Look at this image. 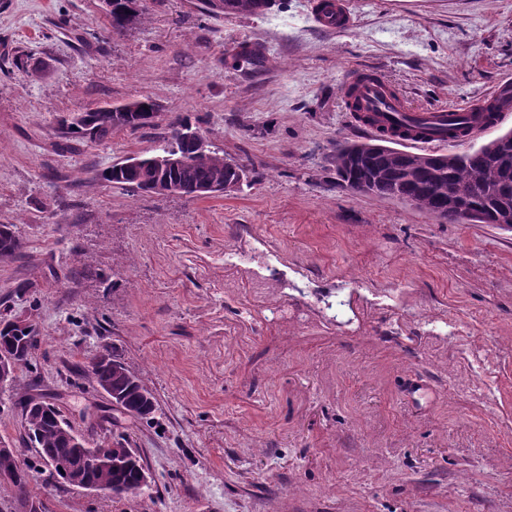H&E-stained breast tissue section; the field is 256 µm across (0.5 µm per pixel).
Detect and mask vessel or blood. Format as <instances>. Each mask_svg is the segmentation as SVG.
Returning a JSON list of instances; mask_svg holds the SVG:
<instances>
[{
  "label": "vessel or blood",
  "mask_w": 512,
  "mask_h": 512,
  "mask_svg": "<svg viewBox=\"0 0 512 512\" xmlns=\"http://www.w3.org/2000/svg\"><path fill=\"white\" fill-rule=\"evenodd\" d=\"M312 14L320 26L330 30L343 31L353 23L350 0H314ZM343 96L356 122H364L369 116H380V123L370 125V132L392 136L409 147L448 143L446 128L456 113L468 118L484 112L488 105L493 104L497 107V120H505L512 114V106L498 104L493 95L457 112L448 107L414 110L388 81L373 70L352 73L343 87Z\"/></svg>",
  "instance_id": "obj_1"
}]
</instances>
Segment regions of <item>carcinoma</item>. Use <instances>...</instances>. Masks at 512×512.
<instances>
[{"instance_id":"1","label":"carcinoma","mask_w":512,"mask_h":512,"mask_svg":"<svg viewBox=\"0 0 512 512\" xmlns=\"http://www.w3.org/2000/svg\"><path fill=\"white\" fill-rule=\"evenodd\" d=\"M201 9L209 15L252 14L259 15L266 10L264 0H200ZM147 9L145 3H139L131 11L122 0H115L110 17L112 29L122 31L142 21ZM237 62L245 63L255 69L265 63V53L260 48L247 49L237 53ZM137 108L126 115L115 118L108 112L91 110L88 122L77 126L68 119L60 122V129L66 136L87 138L102 142L120 128L137 129L153 124L158 105L149 98L136 101ZM191 125L189 119H180L173 123L170 135L163 138L154 153L143 158V165L125 168L118 164L106 169L102 178L114 186L134 191L148 192L149 182L153 178L171 182L190 181L198 188H205L221 179L226 182L239 180L240 166L229 163L214 153L209 157L194 156L191 142L179 138L176 129ZM351 144H338L331 162L336 169L339 181L353 187L362 179H374V196L398 199L410 203L430 215H440L450 223H460L463 214L444 210L450 185L465 186L472 191L469 205L471 209L491 219L495 202L501 197H512V135L502 137L499 157L487 161L483 149L455 154V162L445 168L437 169L424 164L412 155H405L388 146L382 152L366 157L355 164L350 158ZM177 153L188 160V164L179 168L161 170L152 164L159 155ZM24 247L22 240L13 232H0V254L10 259L18 255ZM39 338L21 330L11 320H0V351L5 350L25 365L33 350L38 346ZM94 381L105 382L118 396L120 408L127 414L144 419L155 410V398L148 386L135 375L115 352L104 353L91 358L86 365ZM25 431L29 442L37 448V454L43 465L54 471L59 477L73 471L88 483L106 484L117 494L129 491H142L140 487V468L143 460L137 453L129 454L121 450H112V454L101 460L91 451L77 445L71 437L72 427L57 414L51 404L40 406L26 400L22 409ZM9 482L19 495H26L29 482L28 469L18 467L12 470Z\"/></svg>"}]
</instances>
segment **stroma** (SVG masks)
Here are the masks:
<instances>
[{
  "mask_svg": "<svg viewBox=\"0 0 512 512\" xmlns=\"http://www.w3.org/2000/svg\"><path fill=\"white\" fill-rule=\"evenodd\" d=\"M311 2L216 17L146 0L116 32L102 0H0V224L24 242L0 262V314L41 331L0 387V439L32 466L26 497L0 481V512H512V229L348 193L329 163L372 138L344 105L354 71L416 109L512 84V0H350L341 33ZM244 46L262 68L235 62ZM144 97L153 126L102 142L59 128ZM184 116L250 188L101 179ZM107 349L151 389L147 418L86 372ZM29 397L91 442L128 439L149 488L106 497L51 475L27 444Z\"/></svg>",
  "mask_w": 512,
  "mask_h": 512,
  "instance_id": "stroma-1",
  "label": "stroma"
}]
</instances>
